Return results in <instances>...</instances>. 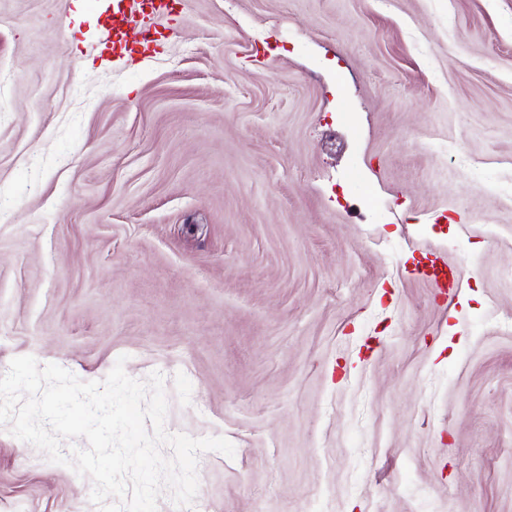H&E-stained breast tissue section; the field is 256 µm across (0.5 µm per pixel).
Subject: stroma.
<instances>
[{
	"instance_id": "stroma-1",
	"label": "stroma",
	"mask_w": 512,
	"mask_h": 512,
	"mask_svg": "<svg viewBox=\"0 0 512 512\" xmlns=\"http://www.w3.org/2000/svg\"><path fill=\"white\" fill-rule=\"evenodd\" d=\"M164 25L0 0V375L160 372L200 512H512V0ZM91 490L0 425V512ZM165 8L166 4L160 0H113L108 29L113 50L121 55L123 50L127 51L130 40L137 36L141 37L140 42H149L150 30L144 26L145 19L160 16Z\"/></svg>"
}]
</instances>
